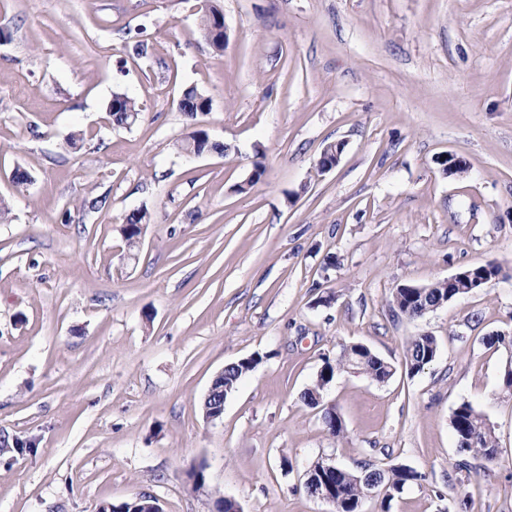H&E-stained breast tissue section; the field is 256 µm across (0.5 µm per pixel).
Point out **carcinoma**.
Listing matches in <instances>:
<instances>
[{
  "mask_svg": "<svg viewBox=\"0 0 512 512\" xmlns=\"http://www.w3.org/2000/svg\"><path fill=\"white\" fill-rule=\"evenodd\" d=\"M200 26L204 35L208 36L213 48L224 50V33H214L217 28L224 27V12L216 0H210L200 16ZM179 109L191 119L200 114L211 112L212 100L196 87L183 90L179 100ZM107 112L116 127L131 128L141 119L137 103L124 93L113 96L107 106ZM179 155L186 152L218 153L227 151L224 143L212 139L204 129H194L174 144ZM151 223L147 210L137 209L123 219L122 235L134 257L144 227ZM468 274L462 284L448 287V281L439 280L425 286L401 284L391 293L390 306L393 312L401 317L415 319L434 311L437 308L465 295L469 291H477L487 284L505 276L503 267L495 261L483 265L465 268ZM438 356V343L434 336L422 334L410 338L404 347V366L408 373L417 374L431 365ZM262 361V356L255 354L240 359L224 367V375L214 384L215 396L230 395L237 383L247 374L254 371ZM344 369H355L377 383H385L396 372L393 364L375 355L367 346L353 343L342 347L335 357H322V366L317 373L313 386L302 394L303 401L312 407L321 405L323 392L333 381L337 372ZM322 420L327 430L334 436L344 431V423L336 408H323ZM451 426L457 439L459 453L463 456L457 463V469L469 470L467 457H481L488 462L496 459L497 441L492 423L471 403L463 402L456 407L451 416ZM326 461L315 462L307 471L306 492L317 497L329 494L328 505L331 512H361L365 499L364 483L373 481L383 490L380 501L381 512H389L390 502L400 496L405 489L422 479V475L404 464H393L382 468L374 463H365L357 470L340 467L334 471L325 469ZM149 503L147 499L138 500L132 496L120 503H104L98 512H144Z\"/></svg>",
  "mask_w": 512,
  "mask_h": 512,
  "instance_id": "obj_1",
  "label": "carcinoma"
}]
</instances>
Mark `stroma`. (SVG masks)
Returning <instances> with one entry per match:
<instances>
[{"instance_id": "obj_1", "label": "stroma", "mask_w": 512, "mask_h": 512, "mask_svg": "<svg viewBox=\"0 0 512 512\" xmlns=\"http://www.w3.org/2000/svg\"><path fill=\"white\" fill-rule=\"evenodd\" d=\"M220 4L219 53L202 0H0V434L38 441L0 454V512H97L137 493L164 512H212L219 496L330 512L304 490L320 459L421 473L390 512H512V351L485 343L512 334V0ZM189 86L213 102L194 121L178 109ZM117 93L142 111L132 128L108 120ZM198 126L224 155L176 153ZM334 142L341 159L319 172ZM448 152L465 173H442ZM258 161L264 176L236 192ZM99 196L107 208H89ZM140 208L131 260L122 222ZM493 260L507 275L487 288L415 319L390 308L397 285ZM420 334L439 354L411 375L404 344ZM354 342L396 372L337 373L334 436L301 395ZM256 353L206 420L214 377ZM464 402L498 443L467 473L450 423ZM211 4L205 8L200 16V26L205 37L208 36L209 41L216 51L224 50V32L214 35L216 28H224V12L220 5L214 2L218 0H210Z\"/></svg>"}]
</instances>
